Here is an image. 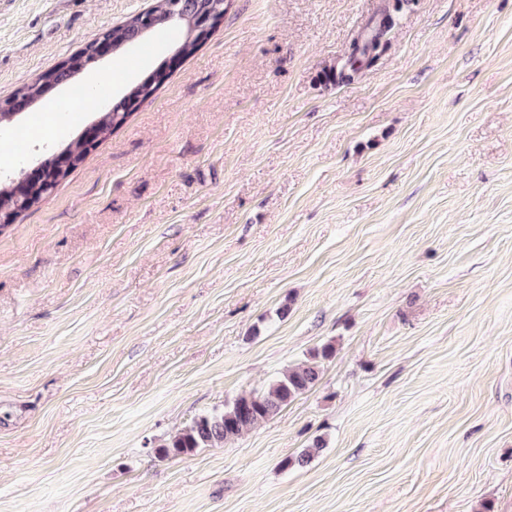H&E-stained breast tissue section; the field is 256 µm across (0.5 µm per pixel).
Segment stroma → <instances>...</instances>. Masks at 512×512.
<instances>
[{
    "label": "stroma",
    "mask_w": 512,
    "mask_h": 512,
    "mask_svg": "<svg viewBox=\"0 0 512 512\" xmlns=\"http://www.w3.org/2000/svg\"><path fill=\"white\" fill-rule=\"evenodd\" d=\"M384 3L228 0L193 55L168 27L80 75L172 64L0 231V512H512V0H408L328 82ZM152 4L0 0V100ZM93 118L52 91L0 176ZM327 342L248 434L155 454ZM403 4L404 1L402 0H398L394 4H389L371 35L361 42L357 41L353 44V60L350 65V69L341 70L338 75V79L341 83H351L354 80L355 73L364 63L366 65L372 64L386 50L387 44L380 42L379 37L383 33L384 38L385 33L394 23L396 13L402 8ZM357 61L360 62V65L358 67H354V63ZM325 448V442L321 437H316L307 448H304L296 456H287L281 460L280 466L284 469H288L292 466H305L314 459L319 452Z\"/></svg>",
    "instance_id": "obj_1"
}]
</instances>
